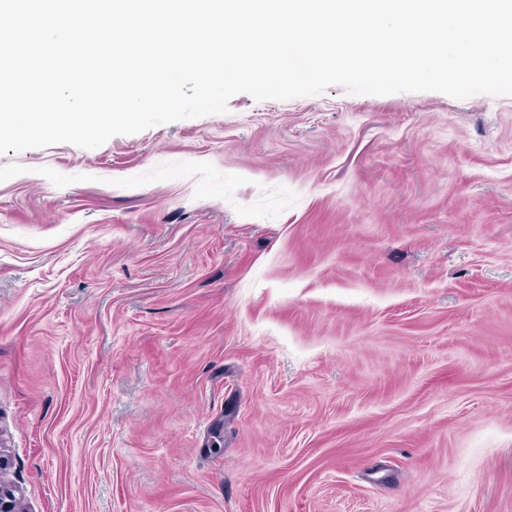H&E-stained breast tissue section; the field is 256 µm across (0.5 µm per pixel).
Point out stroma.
<instances>
[{
	"label": "stroma",
	"mask_w": 512,
	"mask_h": 512,
	"mask_svg": "<svg viewBox=\"0 0 512 512\" xmlns=\"http://www.w3.org/2000/svg\"><path fill=\"white\" fill-rule=\"evenodd\" d=\"M0 447L24 512H512V96L0 156Z\"/></svg>",
	"instance_id": "stroma-1"
}]
</instances>
